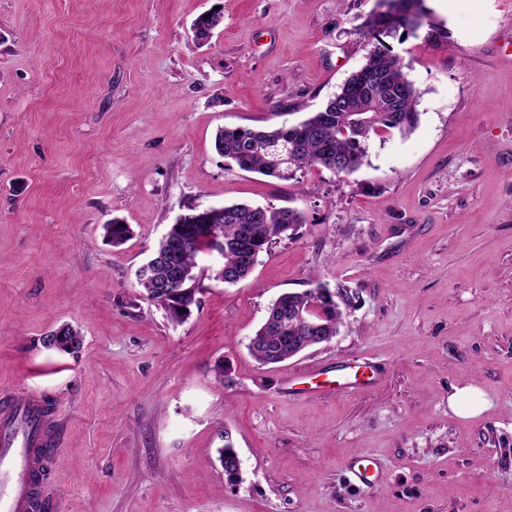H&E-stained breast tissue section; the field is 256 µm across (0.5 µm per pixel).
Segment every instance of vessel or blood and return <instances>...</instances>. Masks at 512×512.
<instances>
[{
	"label": "vessel or blood",
	"mask_w": 512,
	"mask_h": 512,
	"mask_svg": "<svg viewBox=\"0 0 512 512\" xmlns=\"http://www.w3.org/2000/svg\"><path fill=\"white\" fill-rule=\"evenodd\" d=\"M60 436L45 394L37 389L0 405V512H46L34 481Z\"/></svg>",
	"instance_id": "vessel-or-blood-1"
}]
</instances>
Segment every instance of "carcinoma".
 I'll list each match as a JSON object with an SVG mask.
<instances>
[{
    "label": "carcinoma",
    "instance_id": "1",
    "mask_svg": "<svg viewBox=\"0 0 512 512\" xmlns=\"http://www.w3.org/2000/svg\"><path fill=\"white\" fill-rule=\"evenodd\" d=\"M409 0H376V7L360 25L367 40L365 62L344 82L335 99L325 109L313 112L293 129L224 127L215 135L217 154L244 171L287 181L294 173L321 166L337 174L358 171L368 156L370 141L383 134L406 135L419 119V91L408 80L403 58L393 53L389 40L416 35L415 27L428 26L427 40L442 36L441 28L426 22L424 0H417L416 20L408 16ZM217 16L203 13L193 26L203 38L214 31ZM378 80H370V72ZM302 224L300 213L290 208L262 207L247 203L224 206V222L211 224L205 218L194 223L172 224L160 240L154 255L146 262L148 274L137 279L148 298L177 323L187 319L198 304L200 281L195 269L198 259L213 241L224 242L221 268L228 285L246 279L255 269L258 257L283 239H290ZM112 246L123 245L131 235L130 225L118 218L104 225ZM340 296L329 299L312 292H285L271 304L268 316L249 341L248 351L257 361L278 362L288 358V348L305 343L307 332L290 318L282 327L274 321L293 308H308L317 335L328 342L337 334L343 309L355 296L344 285H337ZM56 349L77 348L82 337L78 330L63 326L49 333Z\"/></svg>",
    "mask_w": 512,
    "mask_h": 512
}]
</instances>
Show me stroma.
I'll use <instances>...</instances> for the list:
<instances>
[{
	"label": "stroma",
	"mask_w": 512,
	"mask_h": 512,
	"mask_svg": "<svg viewBox=\"0 0 512 512\" xmlns=\"http://www.w3.org/2000/svg\"><path fill=\"white\" fill-rule=\"evenodd\" d=\"M375 4L0 0V402L37 385L57 406L53 512H512V0H425L444 38L393 46L419 122L359 171L281 181L214 150L218 128L320 110ZM238 202L304 222L237 284L201 257L199 304L171 322L138 269L188 205ZM320 282L355 296L338 335L257 363L271 303ZM65 324L80 349L44 348ZM355 364L354 390L288 387ZM467 384L488 407L461 418ZM448 404L455 414L464 418L476 417L488 406L480 390L472 384L455 387Z\"/></svg>",
	"instance_id": "stroma-1"
}]
</instances>
